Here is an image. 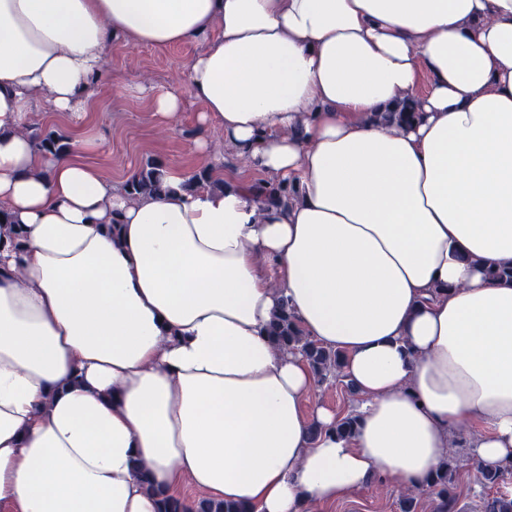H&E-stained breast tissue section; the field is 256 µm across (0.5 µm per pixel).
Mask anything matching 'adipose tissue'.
<instances>
[{
    "instance_id": "1",
    "label": "adipose tissue",
    "mask_w": 512,
    "mask_h": 512,
    "mask_svg": "<svg viewBox=\"0 0 512 512\" xmlns=\"http://www.w3.org/2000/svg\"><path fill=\"white\" fill-rule=\"evenodd\" d=\"M202 42L154 118L201 106L223 180L130 198L84 162L109 48ZM411 103L416 118L387 115ZM76 123L46 156L37 105ZM219 126L242 167L225 173ZM290 180L288 205L248 181ZM0 506L158 512L183 486L315 512L375 481L421 489L461 424L512 465V0H0ZM289 305L339 351L357 423L268 328ZM318 435H311V426Z\"/></svg>"
}]
</instances>
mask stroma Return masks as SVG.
<instances>
[{"mask_svg": "<svg viewBox=\"0 0 512 512\" xmlns=\"http://www.w3.org/2000/svg\"><path fill=\"white\" fill-rule=\"evenodd\" d=\"M202 50L198 44H183L159 48L113 44L109 65L124 86L116 93L110 81L98 84L88 105V112L102 140L100 149L88 156L114 182H123L129 171L139 169L147 160L176 162L197 168L191 150L199 129L195 115L200 104L185 97L181 123L170 130L151 115L147 89H168L181 86L189 62ZM501 486L486 484L477 467L457 473L453 492L457 512H484L487 499L499 495ZM399 488L384 482L354 491L336 503L320 507L318 512H402Z\"/></svg>", "mask_w": 512, "mask_h": 512, "instance_id": "1", "label": "stroma"}]
</instances>
